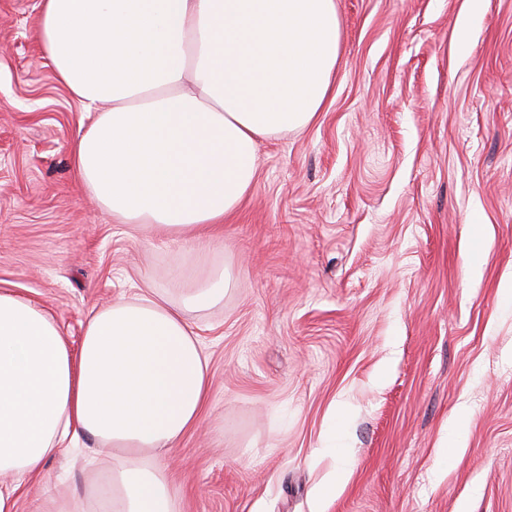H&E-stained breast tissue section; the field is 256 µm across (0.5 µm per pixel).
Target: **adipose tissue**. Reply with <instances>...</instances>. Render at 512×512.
<instances>
[{"instance_id":"obj_1","label":"adipose tissue","mask_w":512,"mask_h":512,"mask_svg":"<svg viewBox=\"0 0 512 512\" xmlns=\"http://www.w3.org/2000/svg\"><path fill=\"white\" fill-rule=\"evenodd\" d=\"M38 33L95 112L72 150L80 180L120 223L173 241L221 232L259 143L315 118L340 52L336 0H42ZM231 284L216 267L177 305L113 299L75 349L43 307L1 288L0 512L80 438L118 454L59 512H178L150 453L200 420L209 363L183 313L219 304Z\"/></svg>"}]
</instances>
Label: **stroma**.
<instances>
[{
	"label": "stroma",
	"instance_id": "obj_1",
	"mask_svg": "<svg viewBox=\"0 0 512 512\" xmlns=\"http://www.w3.org/2000/svg\"><path fill=\"white\" fill-rule=\"evenodd\" d=\"M40 9L0 0V287L75 346L113 298L176 303L210 268L234 275L222 304L185 314L209 395L153 456L180 512H312L344 466L326 512H512V0H486L464 52L468 0H336L317 117L260 142L223 238L175 242L130 230L76 179L71 145L93 115L43 57ZM463 404L461 449L443 454ZM111 469V449H66L15 512H53Z\"/></svg>",
	"mask_w": 512,
	"mask_h": 512
}]
</instances>
